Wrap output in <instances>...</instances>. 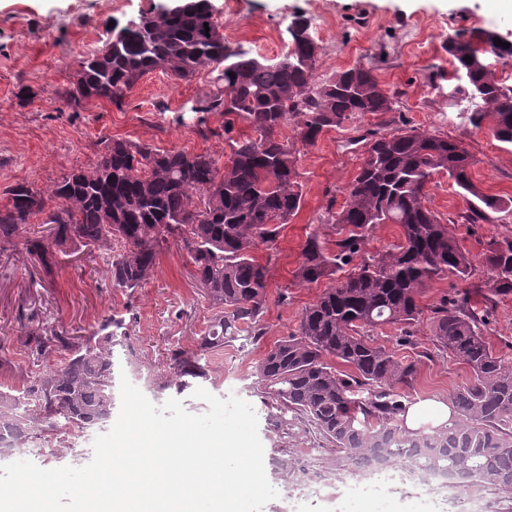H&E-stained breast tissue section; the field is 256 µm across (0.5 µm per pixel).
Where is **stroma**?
<instances>
[{
  "label": "stroma",
  "mask_w": 512,
  "mask_h": 512,
  "mask_svg": "<svg viewBox=\"0 0 512 512\" xmlns=\"http://www.w3.org/2000/svg\"><path fill=\"white\" fill-rule=\"evenodd\" d=\"M112 2L0 0V204L14 183L26 181L43 190L64 173L90 167L106 139L223 155V117L206 115L209 132L204 137L195 126L175 121L182 104L210 90L204 74L176 83L163 72H151L120 110L100 103L76 112L53 101L52 88L68 83L77 59L102 46L105 22L138 17L152 9L154 0H122L118 10ZM212 2L225 39L268 58L280 54L281 34L292 15L303 14L322 45L319 78L361 64L372 68L387 92L398 97L394 112L352 118L343 128L324 133L315 145L300 148L302 208L280 226L274 242L255 251L267 266L262 316L266 344L296 334L301 313L323 291L319 285L298 283L293 272L309 232L325 220L327 202L344 201L368 133L414 127L462 141L475 162V183L485 193L512 197V146L498 142L490 124L476 128L458 119L457 107L447 98L451 65L441 47L444 35L457 30H492L512 41V13L492 11L488 0ZM161 101L167 111H156ZM428 198L437 214L453 217V232L472 267L467 280L443 278L425 288L419 322L384 328L378 336L380 344L399 354L420 358L418 377L406 390L414 404L447 401L449 389L469 377L464 365L434 351L428 311L444 299L476 308L490 346L512 358V294L497 297L484 287L490 277L484 257L490 243L512 236V211L496 214L490 224L459 222L468 202L444 176L431 184ZM110 264L108 251L100 248L90 255H57L47 273L30 258L20 238L8 255L0 256V384L18 393L39 372L64 366L63 354L34 356L25 351L29 333L42 328L88 336L103 319L120 317L136 354L119 360L118 367L131 377L165 375L171 350L197 347L217 310L195 283L190 258L180 244H171L149 282L130 293L113 288ZM263 353V347L238 340L213 349L207 357L209 376L198 385L215 396L235 395L250 403L270 457L276 453V435L265 421L267 409L255 376Z\"/></svg>",
  "instance_id": "35a3bbf8"
}]
</instances>
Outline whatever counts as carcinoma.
Wrapping results in <instances>:
<instances>
[{
	"label": "carcinoma",
	"mask_w": 512,
	"mask_h": 512,
	"mask_svg": "<svg viewBox=\"0 0 512 512\" xmlns=\"http://www.w3.org/2000/svg\"><path fill=\"white\" fill-rule=\"evenodd\" d=\"M113 28L124 36L81 56L72 80L54 90L57 100L76 112L95 101L120 110L153 71L177 81L205 72L213 89L189 111L224 117L226 134L245 122L252 135L227 138L223 162L206 152L104 140L91 181L79 180L77 169L45 191L27 182L8 187V202L0 206V252L42 216L52 225V243L34 237L25 246L44 270L55 263L54 246L75 252L104 248L111 252L112 287L132 292L151 279L170 242L182 243L195 280L206 285L207 299L222 312L196 350H172L170 375L152 380L160 391H181L191 380L207 378L203 360L209 350L238 339L256 345L264 338L260 322L269 285L266 267L253 252L298 214L303 197L298 150L281 135L285 122L293 121L298 142L313 146L356 116L394 111L395 100L373 69L362 65L318 80L321 46L302 15L292 16L283 50L273 60L224 39L210 0H191L176 12L160 5L151 16L116 20ZM496 37L491 30L455 31L445 36L443 49L453 73L460 74L454 101L469 103V123H490L496 140L512 145V84L477 61L476 45L482 43L498 59L512 60V45L497 46ZM455 143L419 129L372 134L344 203L326 209L335 248L313 230L294 271L299 283L325 288L302 312L298 333L266 349L256 376L271 428L290 443L301 432L314 433L317 445L330 449L326 468L348 472L376 460L406 462L427 473H455L510 503L512 361L493 351L483 319L446 301L432 309L438 355L469 371L466 383L448 390L451 415L441 425H408L404 388L415 380L418 362L371 335L419 321L420 296L433 280L471 274L453 220L442 221L427 206L435 176H447L467 198L468 210L460 215L467 224L488 223L492 214L512 209V200L487 194L474 182L472 155L456 153ZM380 224L398 226L399 235L387 249L368 254L366 241ZM485 264L491 293H512V236L490 245ZM106 323L111 330L90 339L51 330L26 340V348L41 356L59 351L68 358L64 367L37 375L22 394L0 390V423L12 420L16 410L28 413L12 428L15 448L45 426L56 428L60 418L80 430L112 417V346L122 325Z\"/></svg>",
	"instance_id": "obj_1"
}]
</instances>
